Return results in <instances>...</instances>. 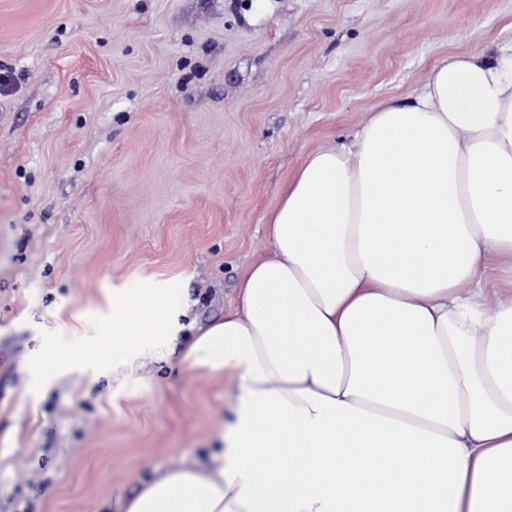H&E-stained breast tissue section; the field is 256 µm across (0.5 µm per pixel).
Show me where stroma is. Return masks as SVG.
<instances>
[{
	"instance_id": "35a3bbf8",
	"label": "stroma",
	"mask_w": 512,
	"mask_h": 512,
	"mask_svg": "<svg viewBox=\"0 0 512 512\" xmlns=\"http://www.w3.org/2000/svg\"><path fill=\"white\" fill-rule=\"evenodd\" d=\"M512 44V0H0V512H113L223 447V378L183 343L33 377L112 343V297L234 304L311 151L451 50ZM101 354L94 350H72L58 352L52 356V363L56 370H64L83 361L92 360L100 357Z\"/></svg>"
}]
</instances>
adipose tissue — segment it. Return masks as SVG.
<instances>
[{
	"mask_svg": "<svg viewBox=\"0 0 512 512\" xmlns=\"http://www.w3.org/2000/svg\"><path fill=\"white\" fill-rule=\"evenodd\" d=\"M269 255L208 326L126 289L131 337H193L224 379L210 463L155 470L123 512H512V48L450 53L350 143L311 152L266 217ZM492 268L488 284L490 297L512 292V265L508 262H497Z\"/></svg>",
	"mask_w": 512,
	"mask_h": 512,
	"instance_id": "adipose-tissue-1",
	"label": "adipose tissue"
}]
</instances>
